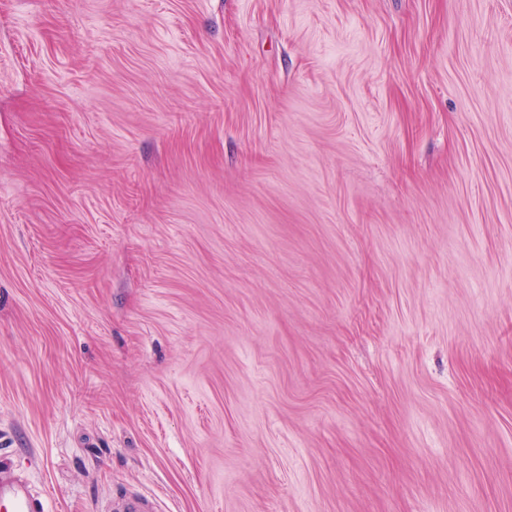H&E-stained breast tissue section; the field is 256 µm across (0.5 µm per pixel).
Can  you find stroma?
Masks as SVG:
<instances>
[{
    "instance_id": "1",
    "label": "stroma",
    "mask_w": 512,
    "mask_h": 512,
    "mask_svg": "<svg viewBox=\"0 0 512 512\" xmlns=\"http://www.w3.org/2000/svg\"><path fill=\"white\" fill-rule=\"evenodd\" d=\"M0 465L512 512V0H0Z\"/></svg>"
}]
</instances>
